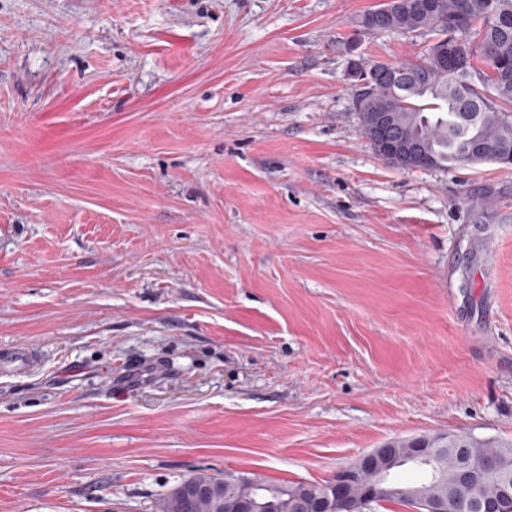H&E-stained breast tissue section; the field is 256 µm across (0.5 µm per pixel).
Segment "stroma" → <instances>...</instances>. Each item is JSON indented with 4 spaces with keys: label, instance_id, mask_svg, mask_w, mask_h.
<instances>
[{
    "label": "stroma",
    "instance_id": "stroma-1",
    "mask_svg": "<svg viewBox=\"0 0 512 512\" xmlns=\"http://www.w3.org/2000/svg\"><path fill=\"white\" fill-rule=\"evenodd\" d=\"M381 2L0 0V512L512 443V168L375 153Z\"/></svg>",
    "mask_w": 512,
    "mask_h": 512
}]
</instances>
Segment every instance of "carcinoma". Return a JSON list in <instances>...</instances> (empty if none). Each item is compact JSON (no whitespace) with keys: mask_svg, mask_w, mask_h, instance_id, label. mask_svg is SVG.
Masks as SVG:
<instances>
[{"mask_svg":"<svg viewBox=\"0 0 512 512\" xmlns=\"http://www.w3.org/2000/svg\"><path fill=\"white\" fill-rule=\"evenodd\" d=\"M391 7L390 24L397 31L428 30L442 37L454 28L458 59L450 62L439 53V44L432 43L414 61L366 62L369 70L381 67L389 72L353 90L364 134L380 158L403 169L474 168L490 162L495 153L512 152V0H397L396 5L384 3L378 10ZM487 84L498 88L493 102L486 99ZM381 114L388 116L389 124L378 127L374 118ZM387 142L417 149L399 158L386 151ZM419 443L434 449L430 464L408 462L406 466L421 471L423 479L406 483L391 473L386 480L388 490L380 496L370 495L376 475L355 463L347 465L354 480L341 495L335 477L323 484H275L253 473L228 472L221 477L196 472L160 497L156 512H237L226 505L232 498L271 505L254 512H293L292 502L297 498L308 500L314 508L334 509L338 497L339 512H365L381 502H399L428 512L415 498L417 494L443 497L447 512H477L473 490L451 481L459 464L456 448L465 449L475 464L496 466L479 485L481 499H499L502 475L512 478V444L448 433L395 440L388 447L403 458ZM188 487L200 493L186 498L183 490Z\"/></svg>","mask_w":512,"mask_h":512,"instance_id":"obj_1","label":"carcinoma"}]
</instances>
